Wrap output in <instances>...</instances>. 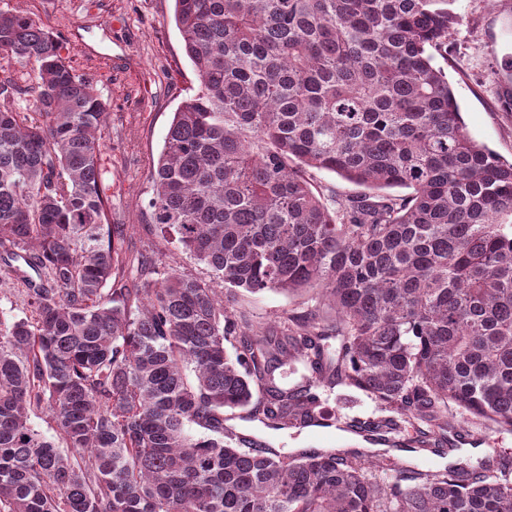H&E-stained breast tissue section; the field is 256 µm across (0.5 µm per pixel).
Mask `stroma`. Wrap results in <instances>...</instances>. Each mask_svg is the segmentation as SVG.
<instances>
[{
  "mask_svg": "<svg viewBox=\"0 0 512 512\" xmlns=\"http://www.w3.org/2000/svg\"><path fill=\"white\" fill-rule=\"evenodd\" d=\"M173 8V0H0V9L23 12L56 34L76 73L92 79L106 102L112 133L103 139L100 187L112 201L111 222L128 225L130 246L203 278L204 264L174 250L142 222L152 196V161L177 106L199 86ZM454 10L461 21L435 64L448 75L469 135L511 161L512 111L504 105L512 102V0H456ZM309 303L308 296L276 291L238 297L239 309L262 330L280 317L306 310ZM331 405L336 420L328 427L274 431L241 419L234 426L288 454L297 448H371L387 460L419 469L427 463L439 470L451 463L473 466L512 457V434L477 429L458 416L448 424L451 451L439 455L408 451L392 434H358L347 428L348 418L378 414L375 402L361 391L336 387Z\"/></svg>",
  "mask_w": 512,
  "mask_h": 512,
  "instance_id": "obj_1",
  "label": "stroma"
}]
</instances>
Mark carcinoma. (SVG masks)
<instances>
[{
    "label": "carcinoma",
    "instance_id": "carcinoma-1",
    "mask_svg": "<svg viewBox=\"0 0 512 512\" xmlns=\"http://www.w3.org/2000/svg\"><path fill=\"white\" fill-rule=\"evenodd\" d=\"M455 2L174 0L199 88L143 223L207 279L125 247L99 187L106 103L0 10V251L38 277L27 315L0 309V512H512L511 458L422 472L227 425L328 421L345 386L381 412L351 430L409 449L442 444L452 410L512 434V163L434 65ZM322 171L366 192L328 201ZM241 291L314 304L258 332ZM43 408L78 454L33 429Z\"/></svg>",
    "mask_w": 512,
    "mask_h": 512
}]
</instances>
